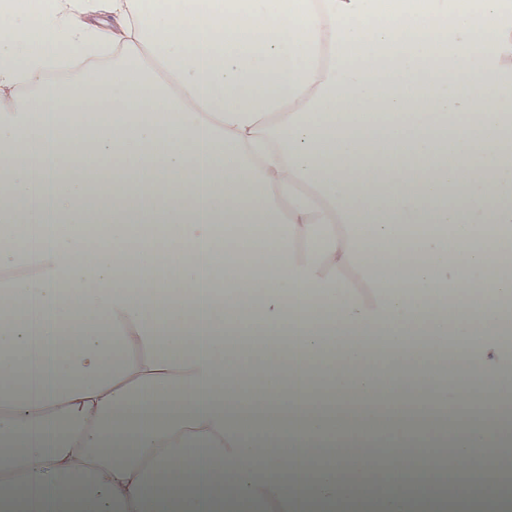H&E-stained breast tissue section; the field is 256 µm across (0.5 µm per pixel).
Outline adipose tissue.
<instances>
[{"mask_svg": "<svg viewBox=\"0 0 512 512\" xmlns=\"http://www.w3.org/2000/svg\"><path fill=\"white\" fill-rule=\"evenodd\" d=\"M66 49L115 59L45 83ZM50 210L69 233L44 235ZM1 224L0 512L505 503L436 467L507 453L512 0H0ZM134 224L164 234L138 246ZM418 372L447 382L353 470L358 404H399ZM468 383L480 403L440 433Z\"/></svg>", "mask_w": 512, "mask_h": 512, "instance_id": "1", "label": "adipose tissue"}]
</instances>
